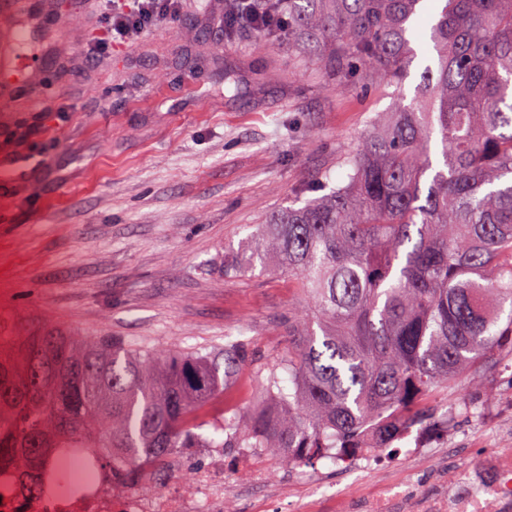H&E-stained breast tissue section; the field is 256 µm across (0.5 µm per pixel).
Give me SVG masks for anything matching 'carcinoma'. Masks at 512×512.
Here are the masks:
<instances>
[{"label": "carcinoma", "mask_w": 512, "mask_h": 512, "mask_svg": "<svg viewBox=\"0 0 512 512\" xmlns=\"http://www.w3.org/2000/svg\"><path fill=\"white\" fill-rule=\"evenodd\" d=\"M422 2H280L288 38L329 47L338 85L399 83L417 47L434 55L414 97L370 119L345 179L256 225L251 253L228 267L272 253L311 303L288 315L284 362L258 369L274 409L230 416L221 404L253 360L245 339L157 351L122 336H13L0 343V470L20 493L64 488L50 470L71 455L141 488L170 479L166 460L183 448L353 458L368 432L388 448L438 422L435 392L512 357V0H442L426 25Z\"/></svg>", "instance_id": "1"}]
</instances>
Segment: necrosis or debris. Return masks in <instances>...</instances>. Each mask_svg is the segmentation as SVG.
Listing matches in <instances>:
<instances>
[{"instance_id": "1", "label": "necrosis or debris", "mask_w": 512, "mask_h": 512, "mask_svg": "<svg viewBox=\"0 0 512 512\" xmlns=\"http://www.w3.org/2000/svg\"><path fill=\"white\" fill-rule=\"evenodd\" d=\"M191 488L176 481L132 489L120 471L78 464L72 491L28 497L0 473V512H224L233 486L224 477V451L205 448ZM320 499H342L347 512H512V449L492 452L436 474L430 489L413 477H396L375 490L350 493L335 483H315Z\"/></svg>"}]
</instances>
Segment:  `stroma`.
<instances>
[{"mask_svg": "<svg viewBox=\"0 0 512 512\" xmlns=\"http://www.w3.org/2000/svg\"><path fill=\"white\" fill-rule=\"evenodd\" d=\"M43 2L29 0L36 51L0 124V165L32 159L0 189V336L55 327L154 350L247 338L260 362L286 357L299 288L265 259L224 267L308 184L335 186L340 156L369 117L412 96L417 74L339 87L303 39L226 42L223 0H184L176 21L89 70L81 46L104 38L101 19L80 0ZM499 363L481 385L457 380L454 426L428 455L387 449L389 472L425 486L462 449L512 448V358Z\"/></svg>", "mask_w": 512, "mask_h": 512, "instance_id": "35a3bbf8", "label": "stroma"}]
</instances>
